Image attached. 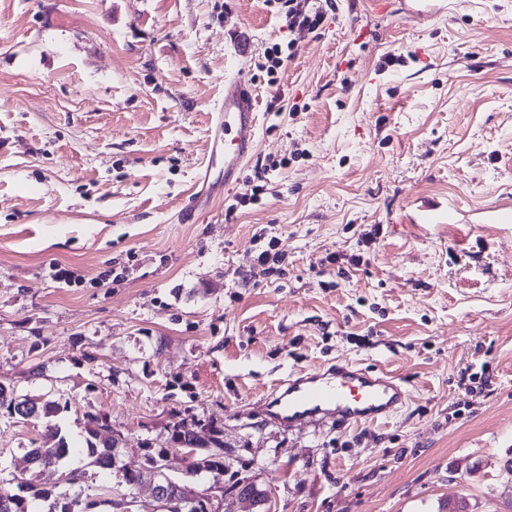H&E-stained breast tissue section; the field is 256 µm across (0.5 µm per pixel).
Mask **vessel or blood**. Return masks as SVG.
I'll return each instance as SVG.
<instances>
[{
	"mask_svg": "<svg viewBox=\"0 0 512 512\" xmlns=\"http://www.w3.org/2000/svg\"><path fill=\"white\" fill-rule=\"evenodd\" d=\"M405 13L413 21L437 16L440 0H404ZM256 96L244 73L224 81V97L214 111V152L224 156V185L232 187L253 155L256 139ZM219 194L209 173H202L196 187L179 211L178 221L193 224L208 211ZM460 212L454 202L427 204L414 214L402 216V223L417 228L429 224H455ZM483 224H512V195L483 208ZM409 393L396 376L383 370H369L339 360L314 371H298L280 382L263 398L266 417L282 425L334 416L347 422L387 418L404 406Z\"/></svg>",
	"mask_w": 512,
	"mask_h": 512,
	"instance_id": "1",
	"label": "vessel or blood"
}]
</instances>
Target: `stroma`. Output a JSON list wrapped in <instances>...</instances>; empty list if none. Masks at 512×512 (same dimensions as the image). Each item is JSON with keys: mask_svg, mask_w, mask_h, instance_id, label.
<instances>
[{"mask_svg": "<svg viewBox=\"0 0 512 512\" xmlns=\"http://www.w3.org/2000/svg\"><path fill=\"white\" fill-rule=\"evenodd\" d=\"M444 4L417 24L403 0H322L323 24L292 31L285 0H0V384L61 407L0 409V487L73 496L27 453L105 415L128 471L176 424L219 432L223 476L189 484L220 483V512H242L243 482L274 512H512V224L398 221L512 193V0ZM276 43L295 54L272 77ZM241 70L259 98L242 177L264 192L177 223L199 172L223 180L211 116ZM270 238L283 274L244 276ZM357 253L344 277L327 261ZM340 359L408 402L359 424L255 409ZM460 212L453 201L427 204L417 209L414 214H405L398 221L402 224H411L417 228H424L428 224H460Z\"/></svg>", "mask_w": 512, "mask_h": 512, "instance_id": "stroma-1", "label": "stroma"}]
</instances>
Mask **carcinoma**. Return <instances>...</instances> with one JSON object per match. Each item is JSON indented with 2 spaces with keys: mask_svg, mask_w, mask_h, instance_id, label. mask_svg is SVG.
I'll return each instance as SVG.
<instances>
[{
  "mask_svg": "<svg viewBox=\"0 0 512 512\" xmlns=\"http://www.w3.org/2000/svg\"><path fill=\"white\" fill-rule=\"evenodd\" d=\"M13 413L18 408H23L30 416H52L59 411V406L49 400L36 401L31 398H18L14 391L0 384V407ZM99 419L92 420V426L86 430L85 451L91 459V464L98 467L102 472H110L116 467V453L114 443H102L98 440L96 426ZM51 438L56 443L51 447L33 448L29 452L30 462L38 467L62 466L70 458L73 447L67 440L60 436L58 429L48 428ZM172 441L178 445L177 451L182 453L181 462L184 463V474L194 477L201 472H210L218 476L224 473V441L217 435H212L208 440L212 449L207 453H193L194 446L201 444L197 431L184 424L174 427ZM195 457H190V454ZM171 450L161 448L157 451L145 453L146 470L144 472H126L123 480L126 486L131 487L139 481L143 475H152L155 470L163 467L169 462ZM17 488L23 494L10 493L0 489V512H101L104 506L121 507L128 504V501H112L109 498V486L103 485L99 492L90 494L83 490L77 492L73 497L60 501L55 492L51 489L39 487L23 477L17 478ZM173 501L162 504L165 512H206L205 506L208 500L198 496L187 483L173 480L171 490Z\"/></svg>",
  "mask_w": 512,
  "mask_h": 512,
  "instance_id": "obj_1",
  "label": "carcinoma"
}]
</instances>
